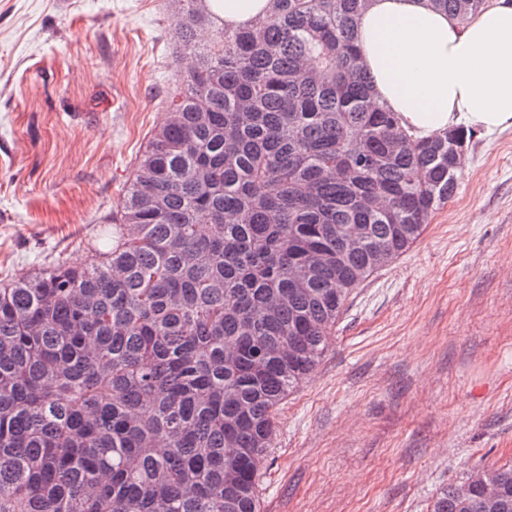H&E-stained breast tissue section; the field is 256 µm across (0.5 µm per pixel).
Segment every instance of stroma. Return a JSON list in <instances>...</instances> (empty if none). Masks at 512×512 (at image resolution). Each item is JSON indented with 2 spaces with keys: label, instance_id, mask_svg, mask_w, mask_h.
Returning a JSON list of instances; mask_svg holds the SVG:
<instances>
[{
  "label": "stroma",
  "instance_id": "obj_1",
  "mask_svg": "<svg viewBox=\"0 0 512 512\" xmlns=\"http://www.w3.org/2000/svg\"><path fill=\"white\" fill-rule=\"evenodd\" d=\"M177 0H0V282L89 262L191 64ZM416 243L281 405L261 512H430L512 464V129L474 132Z\"/></svg>",
  "mask_w": 512,
  "mask_h": 512
}]
</instances>
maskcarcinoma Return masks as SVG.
I'll use <instances>...</instances> for the list:
<instances>
[{"instance_id": "cac0c4a2", "label": "carcinoma", "mask_w": 512, "mask_h": 512, "mask_svg": "<svg viewBox=\"0 0 512 512\" xmlns=\"http://www.w3.org/2000/svg\"><path fill=\"white\" fill-rule=\"evenodd\" d=\"M112 244L0 283V512H261L277 414L363 282L457 187L448 138L373 100L367 0H272L192 45ZM467 19L485 0H432ZM387 199L390 206H381ZM432 512H512V465Z\"/></svg>"}]
</instances>
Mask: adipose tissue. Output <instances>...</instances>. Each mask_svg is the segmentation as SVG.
<instances>
[{"instance_id": "1", "label": "adipose tissue", "mask_w": 512, "mask_h": 512, "mask_svg": "<svg viewBox=\"0 0 512 512\" xmlns=\"http://www.w3.org/2000/svg\"><path fill=\"white\" fill-rule=\"evenodd\" d=\"M235 29L270 0H206ZM371 93L417 137L455 127L512 128V0L459 21L431 0H368L356 24Z\"/></svg>"}]
</instances>
